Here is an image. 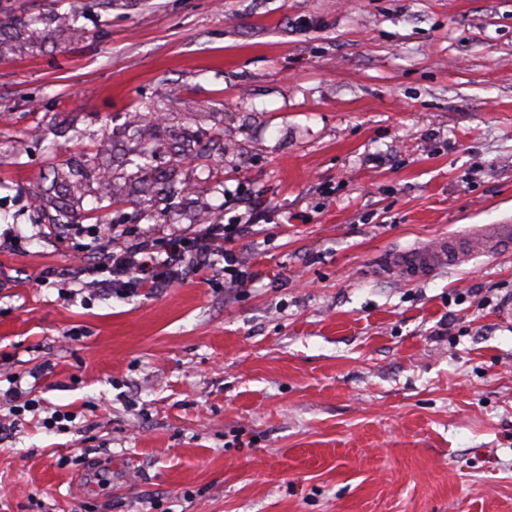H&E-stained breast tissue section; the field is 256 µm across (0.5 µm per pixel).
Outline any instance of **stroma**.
Returning a JSON list of instances; mask_svg holds the SVG:
<instances>
[{
	"label": "stroma",
	"instance_id": "35a3bbf8",
	"mask_svg": "<svg viewBox=\"0 0 512 512\" xmlns=\"http://www.w3.org/2000/svg\"><path fill=\"white\" fill-rule=\"evenodd\" d=\"M486 224L512 0H0V512H512V253L386 268ZM236 225L239 224H208L196 244L175 239L162 248L139 242L120 251H102L97 257L96 272H108L112 278L97 280L94 284L106 290H116L119 286L127 293L147 286L164 288L183 282L184 274L197 275L207 269L215 251L224 253V281L227 278L229 283L242 282L245 271L239 267L236 254L224 249V241L229 240Z\"/></svg>",
	"mask_w": 512,
	"mask_h": 512
}]
</instances>
